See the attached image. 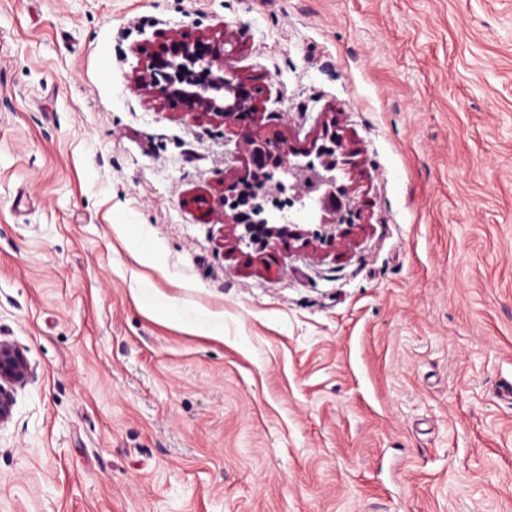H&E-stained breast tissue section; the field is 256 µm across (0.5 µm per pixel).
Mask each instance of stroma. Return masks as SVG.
<instances>
[{"instance_id": "35a3bbf8", "label": "stroma", "mask_w": 512, "mask_h": 512, "mask_svg": "<svg viewBox=\"0 0 512 512\" xmlns=\"http://www.w3.org/2000/svg\"><path fill=\"white\" fill-rule=\"evenodd\" d=\"M175 34L246 126L136 88ZM331 121L351 234L234 251L243 133ZM0 341V512H512V0H0ZM29 364L23 352L11 343L0 341V423L9 419L14 391L23 384Z\"/></svg>"}]
</instances>
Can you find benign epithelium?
<instances>
[{
	"instance_id": "7a95c632",
	"label": "benign epithelium",
	"mask_w": 512,
	"mask_h": 512,
	"mask_svg": "<svg viewBox=\"0 0 512 512\" xmlns=\"http://www.w3.org/2000/svg\"><path fill=\"white\" fill-rule=\"evenodd\" d=\"M146 62L136 72L137 87L162 104H172L195 117L242 118L255 109L254 94L244 82L227 77L219 44L205 35H174L157 49L139 48ZM313 142L316 160L290 159L293 150L284 142L256 144L244 137L252 169L251 180L225 188L221 205H229L224 223L231 227L234 248L261 253L279 245L301 247L337 245L350 233L359 214L354 187L338 181L340 156H352L343 138L326 127ZM316 225L300 227L301 219ZM29 364L23 352L0 341V423L9 419L14 391L23 384Z\"/></svg>"
}]
</instances>
